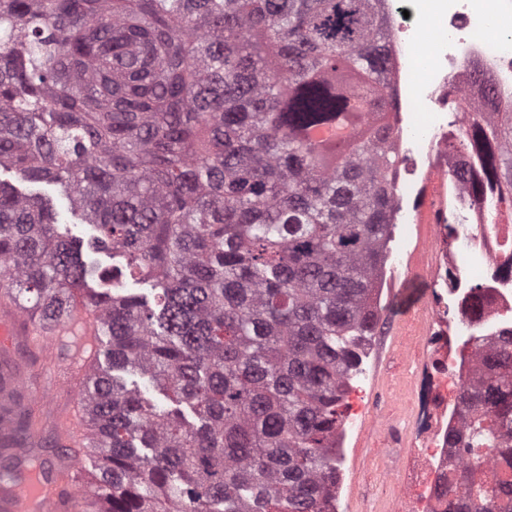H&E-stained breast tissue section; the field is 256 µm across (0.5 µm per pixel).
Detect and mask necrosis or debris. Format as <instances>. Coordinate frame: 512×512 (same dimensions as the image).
I'll return each mask as SVG.
<instances>
[{"instance_id": "4bbe7bcc", "label": "necrosis or debris", "mask_w": 512, "mask_h": 512, "mask_svg": "<svg viewBox=\"0 0 512 512\" xmlns=\"http://www.w3.org/2000/svg\"><path fill=\"white\" fill-rule=\"evenodd\" d=\"M498 2V29L489 39L483 32L490 23L474 0H453L452 10L438 13L426 38L407 15L410 0L387 4L393 31L389 82L397 101L388 121L407 167L391 208V231L399 243L385 255L380 285L399 277L418 244L416 218L427 174L445 176L470 165L467 157L449 149L451 129L461 128L470 113L512 106V0ZM425 55L431 59L430 76L419 83L416 66ZM480 74L493 84L495 104L485 100L476 81ZM430 105L437 106L438 118L421 121L420 108ZM443 193L444 221L428 229L435 249L426 252L423 270L436 289L420 310L421 339L436 366L412 374L413 401L406 418L407 442L418 456L407 481L416 491L410 512H445L436 488L459 467L447 435L461 426V385L474 376L476 359L493 335L512 327V274L499 266L503 254L512 253V225L492 223L485 201L461 186L444 185ZM477 298L484 303V315L474 321L466 312Z\"/></svg>"}]
</instances>
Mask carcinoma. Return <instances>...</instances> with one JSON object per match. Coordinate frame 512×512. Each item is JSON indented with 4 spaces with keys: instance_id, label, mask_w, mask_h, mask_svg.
Masks as SVG:
<instances>
[{
    "instance_id": "cac0c4a2",
    "label": "carcinoma",
    "mask_w": 512,
    "mask_h": 512,
    "mask_svg": "<svg viewBox=\"0 0 512 512\" xmlns=\"http://www.w3.org/2000/svg\"><path fill=\"white\" fill-rule=\"evenodd\" d=\"M385 2L0 0V171L60 185L112 277L156 291L91 288L106 271L50 200L0 179L6 299L39 327L77 296L94 315L82 441L56 472L81 512H325L400 164ZM448 147L480 167L453 180L512 210V111L470 115ZM481 363L446 512H512V330ZM3 427L42 428L21 386ZM28 447L17 470L0 445V480L45 477ZM83 456L95 470L72 472ZM119 374L128 384V386L136 387L143 395L154 400L159 406L167 404L166 400L153 387L152 382L139 373H123Z\"/></svg>"
}]
</instances>
